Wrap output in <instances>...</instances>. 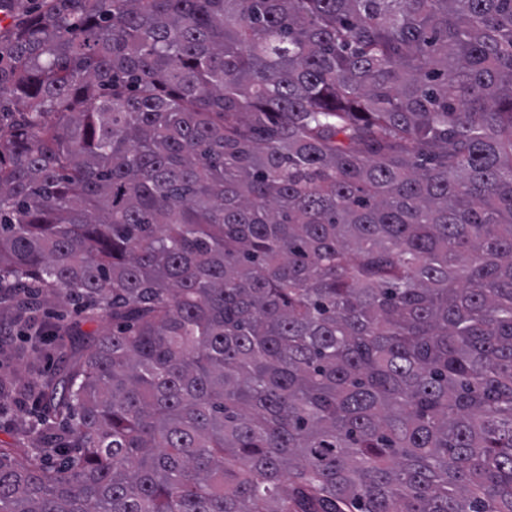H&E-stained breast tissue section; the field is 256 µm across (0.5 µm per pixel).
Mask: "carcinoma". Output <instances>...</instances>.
Masks as SVG:
<instances>
[{
	"instance_id": "obj_1",
	"label": "carcinoma",
	"mask_w": 512,
	"mask_h": 512,
	"mask_svg": "<svg viewBox=\"0 0 512 512\" xmlns=\"http://www.w3.org/2000/svg\"><path fill=\"white\" fill-rule=\"evenodd\" d=\"M0 512H512V0H41L0 41ZM2 325L11 328L14 335L6 346L7 355L1 357L2 371L4 363L5 366L16 370L23 380H28L45 373H53L58 368L62 354L52 342L50 354L44 347L33 349L31 343L20 336L24 334L25 325L11 314L4 316ZM8 410L3 412V408ZM40 413L29 403L27 405L15 406L11 401L1 402L0 415V444L8 443L13 440L16 430L20 427L36 426Z\"/></svg>"
}]
</instances>
